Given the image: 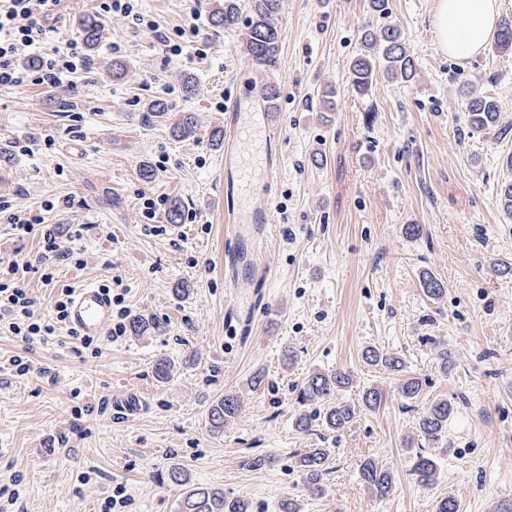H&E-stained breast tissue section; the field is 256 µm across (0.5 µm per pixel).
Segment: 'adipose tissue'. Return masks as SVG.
<instances>
[{"label":"adipose tissue","mask_w":512,"mask_h":512,"mask_svg":"<svg viewBox=\"0 0 512 512\" xmlns=\"http://www.w3.org/2000/svg\"><path fill=\"white\" fill-rule=\"evenodd\" d=\"M497 0H436L434 26L443 51L464 59L483 50L496 26Z\"/></svg>","instance_id":"ef3b65f1"}]
</instances>
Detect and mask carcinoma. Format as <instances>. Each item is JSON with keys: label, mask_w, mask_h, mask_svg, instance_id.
<instances>
[{"label": "carcinoma", "mask_w": 512, "mask_h": 512, "mask_svg": "<svg viewBox=\"0 0 512 512\" xmlns=\"http://www.w3.org/2000/svg\"><path fill=\"white\" fill-rule=\"evenodd\" d=\"M281 0H252L246 32V52L253 65L269 69L275 66L281 41L277 25ZM239 0H219L210 14L211 24L218 28H230L240 21ZM79 32L89 51L96 50L102 36L98 19L87 15L79 21ZM363 52L354 58L351 66L352 85L359 92L366 91L373 82L375 72L382 69L388 76L402 82H411L416 75V63L398 26L382 27L365 25L362 30ZM500 106L490 97L470 92L468 101L469 121L473 128L487 129L497 125ZM174 136L185 139L196 134V119L192 112H179L171 125ZM129 329L134 336L153 332L161 334L165 324L156 318L141 315L131 318ZM364 359L372 366H381L400 374L398 393L411 402L421 398L423 384L410 374L404 361L394 355L383 353L376 347H367ZM350 374L342 371H313L300 387L297 402L301 410L295 417V427L309 432L316 422L335 430L348 424L355 415V407L336 402V391L349 384ZM384 393L377 387H369L363 394L362 405L367 410L378 409ZM242 409L240 396L227 391L215 400L208 411L209 429L214 434L224 432V426L235 419ZM455 412V403L448 399H437L420 413L417 431L420 436L438 442L448 430V421ZM307 488L321 495L325 491L326 476L333 469V456L329 448H311L296 461ZM412 475L424 486L433 485L439 476L435 456L419 451L416 453ZM362 479L380 497L390 492L392 480L383 468L372 461L366 462L361 471ZM169 482L184 488L177 503V512H254L252 503L241 496H231L218 488L196 485L186 468L179 464L167 470Z\"/></svg>", "instance_id": "1"}]
</instances>
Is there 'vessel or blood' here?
I'll return each instance as SVG.
<instances>
[{"mask_svg": "<svg viewBox=\"0 0 512 512\" xmlns=\"http://www.w3.org/2000/svg\"><path fill=\"white\" fill-rule=\"evenodd\" d=\"M263 105L253 104L249 111L232 112L224 138V193L233 195L242 175H249L262 187L259 197L238 201L229 208L233 234L238 242L245 240L266 223L272 208L267 191L279 169L278 129L270 124ZM112 308L100 288L85 285L76 289L69 307L71 326L87 336H103L109 330Z\"/></svg>", "mask_w": 512, "mask_h": 512, "instance_id": "b4317fda", "label": "vessel or blood"}]
</instances>
